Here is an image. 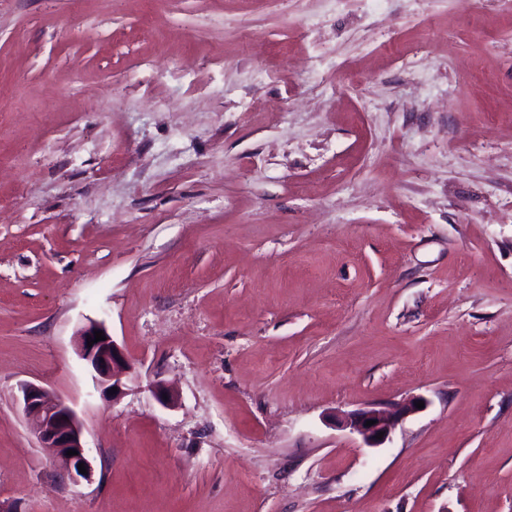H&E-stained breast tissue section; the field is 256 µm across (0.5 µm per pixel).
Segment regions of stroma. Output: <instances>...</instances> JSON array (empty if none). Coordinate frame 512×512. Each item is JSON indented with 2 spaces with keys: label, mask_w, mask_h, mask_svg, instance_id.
Listing matches in <instances>:
<instances>
[{
  "label": "stroma",
  "mask_w": 512,
  "mask_h": 512,
  "mask_svg": "<svg viewBox=\"0 0 512 512\" xmlns=\"http://www.w3.org/2000/svg\"><path fill=\"white\" fill-rule=\"evenodd\" d=\"M0 512H512V0H0ZM94 330L102 331L106 340L87 346V338L95 339ZM78 336L79 356L95 372L97 391L104 398L112 396L113 400L126 386L131 369L130 363L102 323H90L79 332ZM113 387H117V392L110 395L109 390ZM20 392L23 413L41 445L52 450L53 461L71 481L89 480L92 466L83 441V426L75 411L44 386L23 383ZM69 449L76 450L78 455L67 456ZM78 463H84L87 474L79 472ZM422 401L418 399L416 401H410L408 403H402L395 405L388 411L378 409L361 410L355 413L348 414L345 417L344 423L354 431L358 432L365 444L374 448L382 445L391 434L395 426L401 421L405 415L419 410L415 406V402ZM377 420V423L371 426H366V421ZM384 432L382 439H376L378 433Z\"/></svg>",
  "instance_id": "stroma-1"
}]
</instances>
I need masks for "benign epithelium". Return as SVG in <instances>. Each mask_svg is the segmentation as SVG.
I'll use <instances>...</instances> for the list:
<instances>
[{
	"instance_id": "7a95c632",
	"label": "benign epithelium",
	"mask_w": 512,
	"mask_h": 512,
	"mask_svg": "<svg viewBox=\"0 0 512 512\" xmlns=\"http://www.w3.org/2000/svg\"><path fill=\"white\" fill-rule=\"evenodd\" d=\"M96 330L102 332L106 340L87 345V339L95 338ZM78 352L95 372L96 389L102 397H109V390L114 387L117 392H122L130 373V363L103 324L93 322L79 332ZM20 392L23 413L33 425L41 445L52 450L53 461L75 483L90 479L92 466L83 441V426L75 411L42 385L23 383ZM414 411L415 402L410 401L397 404L388 411L372 408L351 413L345 417L344 423L358 432L368 447L374 448L382 445L399 421ZM369 420L376 421V424L366 425ZM380 432L383 436L379 439L377 435ZM70 449L77 454L66 455ZM80 463L85 465L87 473L79 472Z\"/></svg>"
}]
</instances>
